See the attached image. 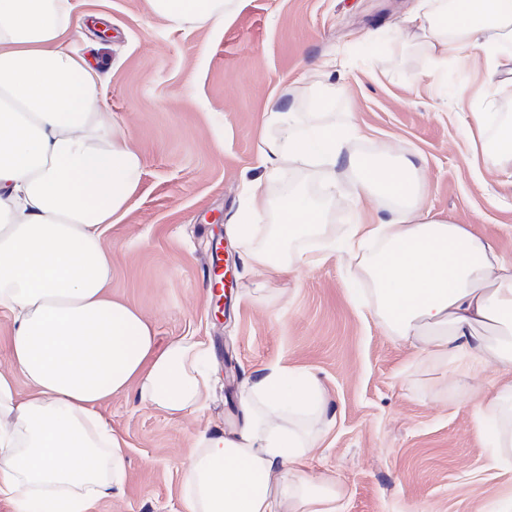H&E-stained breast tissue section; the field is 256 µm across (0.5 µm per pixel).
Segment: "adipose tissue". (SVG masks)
Listing matches in <instances>:
<instances>
[{
    "mask_svg": "<svg viewBox=\"0 0 512 512\" xmlns=\"http://www.w3.org/2000/svg\"><path fill=\"white\" fill-rule=\"evenodd\" d=\"M170 25L223 22L234 0H150ZM70 0H0V317L12 330L0 369V498L14 512H92L123 494V446L98 411L135 390L147 407L177 419L203 408L210 390L206 348L192 338L158 347L143 314L113 300L104 234L128 210L143 158L98 98L101 81L71 47ZM393 37L425 50L420 83L454 64L482 73L454 104L463 115L467 162L512 175V0H417ZM353 122L307 117L281 97L264 108L261 160L314 169L327 192L352 173L354 221L344 237L328 210L288 195L275 221L268 201L246 188L249 223L233 231L255 272L278 276L326 257L359 270L367 301L390 335L419 354L466 368L496 365L501 380L473 406L496 458L512 465V261L468 225L431 215L405 157L351 153ZM387 217L363 216L364 202ZM23 377L27 396L15 379ZM229 432L193 439L181 489L184 512H338L335 481L310 475L313 424L328 397L311 373L274 365L242 390Z\"/></svg>",
    "mask_w": 512,
    "mask_h": 512,
    "instance_id": "obj_1",
    "label": "adipose tissue"
}]
</instances>
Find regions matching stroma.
Here are the masks:
<instances>
[{"instance_id":"1","label":"stroma","mask_w":512,"mask_h":512,"mask_svg":"<svg viewBox=\"0 0 512 512\" xmlns=\"http://www.w3.org/2000/svg\"><path fill=\"white\" fill-rule=\"evenodd\" d=\"M72 3L74 48L105 72L100 103L143 156L132 206L105 233L110 293L144 314L158 346L224 339L202 410L175 420L131 392L101 404L127 479L122 496L93 512H183L192 437L231 430L244 382L275 362L315 374L328 394L333 418L307 470L333 478L340 512H481L512 491V469L498 466L471 400L453 390V366L421 361L355 306L340 258L269 279L245 265L229 232L247 184L260 185L273 206L292 191L323 198L306 168L267 174L260 132L268 98L304 108L320 79L316 62L332 57L349 95L331 101L324 119L361 128L351 151L410 158L432 213L469 225L512 259V177L474 174L453 108L452 92L474 74L449 67L440 95L414 84L425 64L419 50L364 52L365 38L416 0H235L222 24L180 28L153 15L149 0ZM213 224L225 232L235 279L220 320L199 281Z\"/></svg>"}]
</instances>
